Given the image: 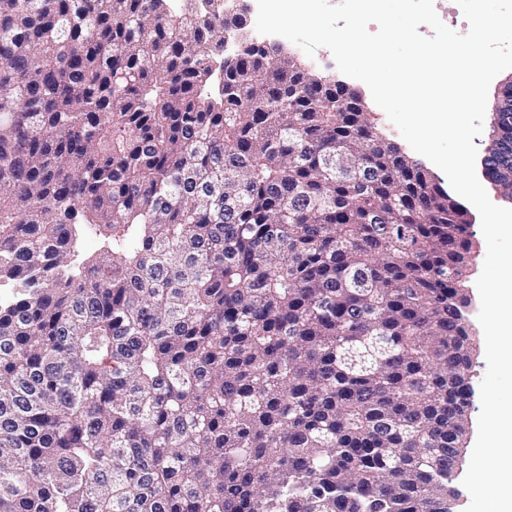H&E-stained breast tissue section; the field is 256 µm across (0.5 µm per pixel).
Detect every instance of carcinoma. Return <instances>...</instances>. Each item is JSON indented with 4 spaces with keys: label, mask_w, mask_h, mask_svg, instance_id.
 Here are the masks:
<instances>
[{
    "label": "carcinoma",
    "mask_w": 512,
    "mask_h": 512,
    "mask_svg": "<svg viewBox=\"0 0 512 512\" xmlns=\"http://www.w3.org/2000/svg\"><path fill=\"white\" fill-rule=\"evenodd\" d=\"M468 228L241 17L0 0V512H448Z\"/></svg>",
    "instance_id": "1"
}]
</instances>
